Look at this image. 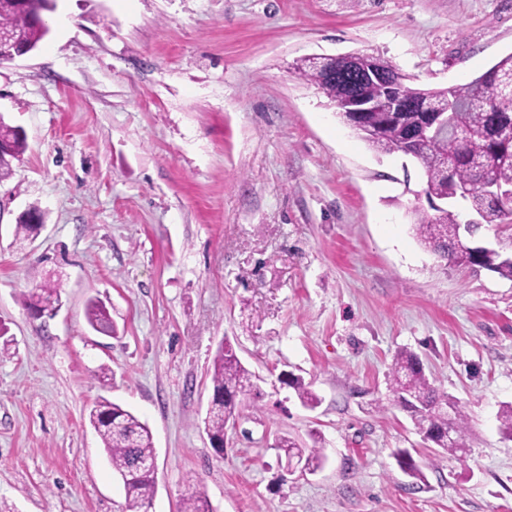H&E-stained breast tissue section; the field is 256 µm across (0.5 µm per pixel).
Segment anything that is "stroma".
I'll use <instances>...</instances> for the list:
<instances>
[{"instance_id": "35a3bbf8", "label": "stroma", "mask_w": 512, "mask_h": 512, "mask_svg": "<svg viewBox=\"0 0 512 512\" xmlns=\"http://www.w3.org/2000/svg\"><path fill=\"white\" fill-rule=\"evenodd\" d=\"M45 22L0 62V116L27 138L0 181V512H121L88 422L101 396L152 433L150 512H177L189 474L213 512H512V281L421 245V167L375 155L293 70L360 53L464 84L512 53V0H57ZM31 208L44 227L16 238ZM44 282L61 305L37 319ZM93 296L116 336L89 328ZM225 338L257 380L219 454ZM401 351L464 411L465 459L394 402ZM281 436L322 467L287 473ZM60 304V293L58 288H55L50 283L36 285L29 291L27 306L36 312H45L47 314L54 313Z\"/></svg>"}]
</instances>
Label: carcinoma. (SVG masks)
I'll return each mask as SVG.
<instances>
[{
	"label": "carcinoma",
	"instance_id": "obj_1",
	"mask_svg": "<svg viewBox=\"0 0 512 512\" xmlns=\"http://www.w3.org/2000/svg\"><path fill=\"white\" fill-rule=\"evenodd\" d=\"M56 7L55 0H25L24 5L7 4L0 8V30L9 34L19 47H37L47 33L38 24L45 11ZM341 73L348 69L344 60L332 62L304 59L296 64L298 75L317 85L335 105L344 120L349 116L342 107L348 86L342 77L330 79L328 71ZM389 80L369 85L364 91L378 101L374 112L362 115L359 131L370 149L381 155L399 154L414 159L425 176L423 192L428 201L458 198L467 193L468 210L480 217L473 225L479 233L485 224H502L509 217L501 203L479 186L482 178L499 185H512V53L502 57L488 71L471 81L445 89L413 88L404 83L392 65H387ZM399 95L417 103L427 99L448 107V131L439 133L416 148L410 139L423 123V113L412 108L407 112L390 111L392 97ZM26 136L19 128L0 117V181L9 177L12 162L26 151ZM453 168L452 177H444L445 166ZM415 234L426 248L453 265L477 266L512 280V254L495 249L473 250L459 236L461 213L457 206L434 209L430 214L414 211ZM60 304V293L50 284L31 289L27 306L33 312H54ZM86 317L97 333L112 336L117 328L106 306L97 299L89 300ZM253 374L244 367L232 343L221 342L215 352L211 369V408L205 418L208 435L224 443V429L239 416V397L253 386ZM292 387L303 404L315 406L317 396L301 378L290 376ZM391 388L399 405L417 423L425 438L438 448L457 453L467 447L465 416L448 393L436 388L426 377L418 358L407 352L396 355L391 369ZM89 422L98 434L113 471L125 489L123 512H149L156 493L152 472L156 457L152 435L146 424L131 411L105 397L99 398L89 411ZM453 425L458 442H448V425ZM284 455L309 471L323 462L322 450L302 448L289 438L278 442ZM399 466L411 477H422L419 466L406 451H398ZM185 492L179 500V512H212L210 503L198 488L196 480L184 479Z\"/></svg>",
	"mask_w": 512,
	"mask_h": 512
}]
</instances>
